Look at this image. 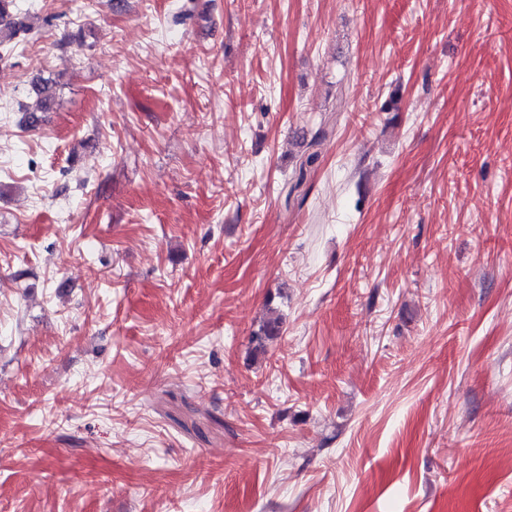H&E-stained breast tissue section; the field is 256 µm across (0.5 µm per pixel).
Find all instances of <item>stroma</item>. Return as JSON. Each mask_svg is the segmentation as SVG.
<instances>
[{
	"label": "stroma",
	"instance_id": "stroma-1",
	"mask_svg": "<svg viewBox=\"0 0 512 512\" xmlns=\"http://www.w3.org/2000/svg\"><path fill=\"white\" fill-rule=\"evenodd\" d=\"M16 13L0 512H512V0ZM36 91L40 96L39 106L36 110L30 111L27 117V123L32 127L37 126L41 122L36 112H46L54 100L56 96V83L49 79H43L36 86ZM270 316L260 326L258 332L252 336V342L255 343V350H265L269 341H273L280 336L281 318L275 315V311H270Z\"/></svg>",
	"mask_w": 512,
	"mask_h": 512
}]
</instances>
